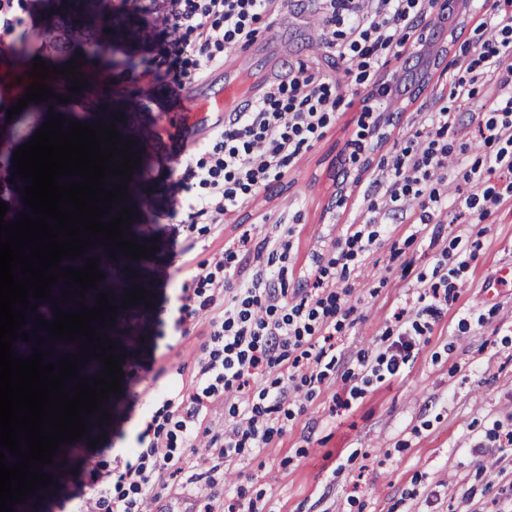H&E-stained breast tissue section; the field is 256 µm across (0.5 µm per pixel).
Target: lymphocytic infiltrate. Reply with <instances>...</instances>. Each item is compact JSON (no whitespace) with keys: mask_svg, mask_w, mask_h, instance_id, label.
Segmentation results:
<instances>
[{"mask_svg":"<svg viewBox=\"0 0 512 512\" xmlns=\"http://www.w3.org/2000/svg\"><path fill=\"white\" fill-rule=\"evenodd\" d=\"M270 0H170L164 25L170 39L162 55L171 66L168 89L183 88L199 71L224 64V51L247 41L250 25L266 13ZM425 0H329L323 20L322 40L345 63L346 74L363 83L379 68V51L398 42L423 11ZM512 0H493L481 24L478 51L465 60L451 78V96L468 102L477 86L497 87L489 103L490 117L479 126L488 152L466 173L473 191L465 207L487 217L504 199L512 197ZM340 83H332L298 68L287 80L270 84L267 91L247 104L225 113L214 141L198 146V159L176 184L192 220L223 223L239 210L270 176L294 165L311 135L324 128L329 112L341 100ZM456 119L448 109L429 113L423 128L415 130L395 150L384 175L388 198L396 203L415 201L418 221L430 223L431 213L444 203L448 156L452 147L448 130ZM380 237L367 225H356L337 243L327 265L316 269L313 283L296 302H288L281 287L283 270L270 265L236 270L227 281L224 270L235 259L226 254L200 265L193 275V293L181 302L195 301L200 309L222 304L220 317L212 319L213 348L201 362L192 391L177 407L173 427L159 420L147 423L153 438L147 450L128 449L123 467L105 471L94 467L89 479L98 486L96 497L83 502L79 512H103L115 506L120 512H141L164 472L177 468L181 448L195 447L212 404L222 396L238 395L232 404L233 419L217 453L232 459L247 448L269 444L276 428L269 418L271 405H283L286 384L315 380L310 365L311 341L324 345L320 357L332 352L333 338L350 314L344 298L349 288H337L336 274H347L363 264ZM449 270L435 265L419 274L423 289L413 304L417 314L435 315L447 304ZM396 340L376 357L377 378L397 375L410 359L418 336L426 329L406 323L395 314Z\"/></svg>","mask_w":512,"mask_h":512,"instance_id":"1","label":"lymphocytic infiltrate"}]
</instances>
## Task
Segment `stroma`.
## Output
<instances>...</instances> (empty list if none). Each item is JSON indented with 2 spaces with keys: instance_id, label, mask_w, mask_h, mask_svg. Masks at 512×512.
<instances>
[{
  "instance_id": "1",
  "label": "stroma",
  "mask_w": 512,
  "mask_h": 512,
  "mask_svg": "<svg viewBox=\"0 0 512 512\" xmlns=\"http://www.w3.org/2000/svg\"><path fill=\"white\" fill-rule=\"evenodd\" d=\"M119 4L93 0L83 9L84 22L105 46L101 55L74 43L41 54L10 43L0 51V200L8 207L6 221L25 210L21 185L12 179L13 153L50 113L91 125L112 122L117 131L135 134L131 150L140 156L127 185L125 204L132 214L124 236L154 249L152 257L136 260H114L106 251L99 256L98 269L116 301L137 286L145 288L146 298L119 309L112 327L123 339L122 391L110 394L107 421L85 438L60 443L51 468L54 494L41 501L39 512H76L96 496L97 487L87 480L90 465L122 464L146 421L162 411L166 389L191 386L199 361L208 355L209 322L219 314L215 308L193 314L187 335L173 331L178 297L198 265L232 247L241 229L259 243L290 227L292 249L274 262L284 267L293 293L327 263L349 225L373 217L384 233L348 277L353 312L324 383L315 385L302 412H272L281 432L267 447L244 449L230 461L184 451L181 471L165 476L156 512H228L234 503L242 512H512V449L498 447L489 436L494 424L512 428V278L500 274L512 266V203L481 221L463 207L471 191L463 173L481 155L477 129L486 94L478 92L466 105L449 95L450 77L464 53L479 46L480 0H473L451 53L425 91L387 127L383 144L358 159L353 152L364 109L377 104L379 81L392 76L414 36L382 51L375 80L358 85L346 81L344 63L321 41L324 0H273L253 40L227 49L223 70L204 69L202 83L224 82L234 64L244 63L240 85L246 99L254 87L302 66L343 81L342 101L322 136L312 139L284 176L269 179L224 223L196 224L187 251L170 245L165 235L167 225L189 221L172 196L192 161L181 150L173 116L162 111L167 89L159 77L158 50L165 28L143 9L120 13ZM130 57L141 62L133 73L122 69ZM37 59L55 66L77 61L88 84L68 103L29 105L18 118L7 119L9 94ZM445 106L457 112L448 132L454 158L448 206L434 211L418 234L411 204L388 208L381 167L395 143L421 128L427 113ZM341 169L349 170L348 178L338 177ZM339 197L345 200L340 207ZM458 241L475 258L452 280L456 302L422 337L399 377L366 386L362 398L341 407L338 398L350 387L347 372L358 370L361 353L376 352L396 308L416 299L420 270L441 259L456 265L450 249Z\"/></svg>"
}]
</instances>
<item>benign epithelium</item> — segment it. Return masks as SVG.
<instances>
[{
  "label": "benign epithelium",
  "mask_w": 512,
  "mask_h": 512,
  "mask_svg": "<svg viewBox=\"0 0 512 512\" xmlns=\"http://www.w3.org/2000/svg\"><path fill=\"white\" fill-rule=\"evenodd\" d=\"M467 0H435L434 12L421 26L415 48L381 89L390 100L389 119L414 102L444 63L453 45L449 36L466 15Z\"/></svg>",
  "instance_id": "1"
}]
</instances>
